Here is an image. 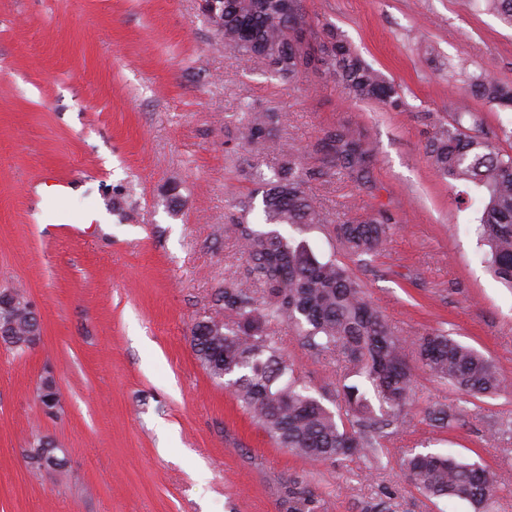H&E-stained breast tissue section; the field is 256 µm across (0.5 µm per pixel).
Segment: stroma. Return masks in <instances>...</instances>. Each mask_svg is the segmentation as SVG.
Segmentation results:
<instances>
[{
	"instance_id": "35a3bbf8",
	"label": "stroma",
	"mask_w": 512,
	"mask_h": 512,
	"mask_svg": "<svg viewBox=\"0 0 512 512\" xmlns=\"http://www.w3.org/2000/svg\"><path fill=\"white\" fill-rule=\"evenodd\" d=\"M399 85L389 112L315 74L289 84L225 47L199 0H0V289L18 288L41 319L25 353L0 345V512H285L281 487L306 478L318 512H473L429 501L406 480L411 449L480 462L491 512H512V290L482 262L474 208L429 166L425 111L450 112L458 88L491 74L512 84V27L472 0H305ZM284 114L252 156L249 112ZM343 126L374 153L370 181L306 183L331 219L386 210L394 228L375 255H348L329 227L281 232L346 264L395 330L444 331L491 358L508 386L472 398L415 372L410 416L378 459L313 463L276 447L231 390L196 359L194 321L241 273L229 224L264 229L247 160L275 168L282 148L319 159L324 129ZM80 186L57 197L52 186ZM108 224H83L97 205ZM300 385L332 397L344 365L287 326L275 328ZM61 393L45 414L37 387ZM434 404L454 415L432 427ZM53 440L65 474L27 454Z\"/></svg>"
}]
</instances>
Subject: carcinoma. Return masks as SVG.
Instances as JSON below:
<instances>
[{"label": "carcinoma", "mask_w": 512, "mask_h": 512, "mask_svg": "<svg viewBox=\"0 0 512 512\" xmlns=\"http://www.w3.org/2000/svg\"><path fill=\"white\" fill-rule=\"evenodd\" d=\"M477 7L512 27V0H479ZM288 10L294 14L291 24L283 22L279 0H222L216 31L226 47L247 60H261L284 82L316 71L356 99L387 111L406 109L400 87L368 64L340 33L314 28L303 0H288ZM470 98L512 112V85L493 76L459 89L451 121L428 115L432 133L427 160L448 182L478 189L482 262L512 288V148H501L477 133L479 118L467 105ZM279 123L277 112L249 114L241 135L254 155L267 150ZM318 151L325 159L319 170L309 166L307 157L288 151L281 154L272 176L251 173L262 183L266 223L331 224L330 216L306 194L308 179L338 171L358 182L370 177L372 150L348 129L326 131ZM227 230L246 256L244 280L224 278L214 294V313L191 328L192 345L202 368L213 379L226 380L241 408L279 447L312 462L375 455L387 429L405 423L414 396V360L431 377L472 396L505 388L495 364L476 349L443 333L412 339L399 335L359 280L336 260H319L305 244L276 228L262 231L239 223ZM391 230V218L381 211L332 224L343 248L357 257L378 252ZM13 299L15 334L0 341L23 353L32 347L28 300L18 291ZM273 323L293 329L316 353H338L349 373L360 378L341 385L345 413L331 411L298 388L293 365L268 333ZM37 396L44 406L59 397L52 374L41 379ZM426 416L438 427L452 419L447 408L437 405ZM402 465L410 484L424 496L464 500L474 512H489L495 484L480 464L413 452ZM287 504V512H317L318 498L290 479Z\"/></svg>", "instance_id": "cac0c4a2"}]
</instances>
